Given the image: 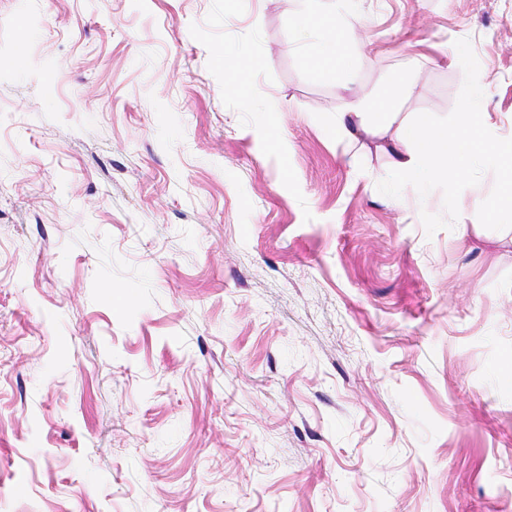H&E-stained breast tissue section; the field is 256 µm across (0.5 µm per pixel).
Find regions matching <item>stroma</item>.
Returning <instances> with one entry per match:
<instances>
[{
    "mask_svg": "<svg viewBox=\"0 0 512 512\" xmlns=\"http://www.w3.org/2000/svg\"><path fill=\"white\" fill-rule=\"evenodd\" d=\"M306 7L0 0V512H512L500 172L336 136L399 79L511 137L512 0H351L342 80Z\"/></svg>",
    "mask_w": 512,
    "mask_h": 512,
    "instance_id": "obj_1",
    "label": "stroma"
}]
</instances>
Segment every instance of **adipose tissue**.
I'll list each match as a JSON object with an SVG mask.
<instances>
[{
	"instance_id": "adipose-tissue-1",
	"label": "adipose tissue",
	"mask_w": 512,
	"mask_h": 512,
	"mask_svg": "<svg viewBox=\"0 0 512 512\" xmlns=\"http://www.w3.org/2000/svg\"><path fill=\"white\" fill-rule=\"evenodd\" d=\"M348 0H331L322 11H307L302 19V34L315 35L317 46L309 58L317 70L330 68L337 76H345L360 49L356 37L340 26L338 18L346 12ZM399 86L386 87L376 97L348 99L336 116L339 137L354 140L362 134H377L392 117V106L400 95ZM394 174L411 177L425 186L451 172L490 162L501 171L499 204L512 208V139L495 137L486 114L475 113L465 127H435L429 117L404 123L399 134L387 147Z\"/></svg>"
}]
</instances>
